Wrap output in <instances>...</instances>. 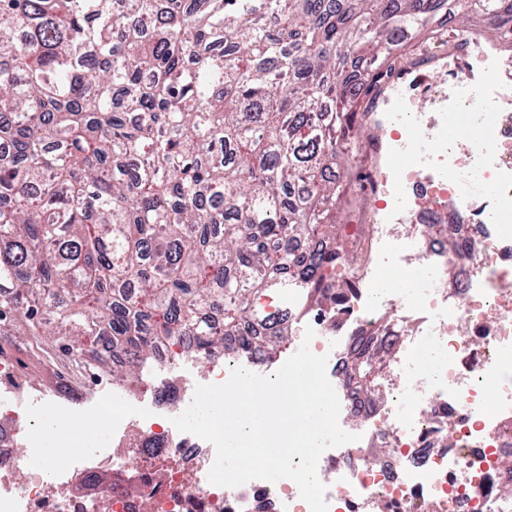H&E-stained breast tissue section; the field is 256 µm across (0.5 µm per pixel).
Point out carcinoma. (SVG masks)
I'll list each match as a JSON object with an SVG mask.
<instances>
[{
    "label": "carcinoma",
    "instance_id": "cac0c4a2",
    "mask_svg": "<svg viewBox=\"0 0 512 512\" xmlns=\"http://www.w3.org/2000/svg\"><path fill=\"white\" fill-rule=\"evenodd\" d=\"M0 0V336L112 381L223 347L293 278L336 309L338 147L393 51L448 13L512 48V0ZM316 235L327 255L288 242ZM377 386L374 357L357 364Z\"/></svg>",
    "mask_w": 512,
    "mask_h": 512
}]
</instances>
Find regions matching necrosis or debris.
I'll use <instances>...</instances> for the list:
<instances>
[{
	"mask_svg": "<svg viewBox=\"0 0 512 512\" xmlns=\"http://www.w3.org/2000/svg\"><path fill=\"white\" fill-rule=\"evenodd\" d=\"M489 149L459 162V144L441 152L498 184L495 196H457L453 181H431L430 215L410 224H376L365 272L336 283L335 321L309 302L288 316L314 332L311 350L327 355V376L340 402L339 424L355 442L326 450L317 464L329 512H512V225L485 222L487 212L512 213V113ZM434 232H422L424 223ZM463 241L458 252L451 238ZM416 251L429 269L410 293L373 288L369 273L393 254ZM384 353L377 392L351 370L364 348ZM40 376L35 363L0 355V512H310L297 484L253 480L213 485V445L171 424L195 388L174 382L160 397L99 403L60 417L55 435L64 451L42 471L41 431L29 396ZM111 428L92 446V413ZM109 488L83 489L93 476Z\"/></svg>",
	"mask_w": 512,
	"mask_h": 512,
	"instance_id": "obj_1",
	"label": "necrosis or debris"
}]
</instances>
